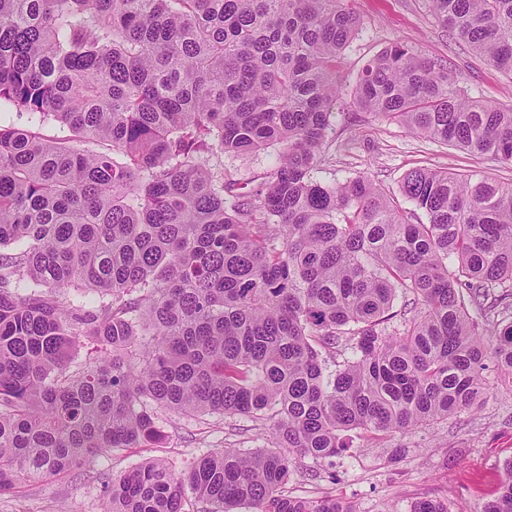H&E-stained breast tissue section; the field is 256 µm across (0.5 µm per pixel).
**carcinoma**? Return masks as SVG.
<instances>
[{
	"instance_id": "1",
	"label": "carcinoma",
	"mask_w": 512,
	"mask_h": 512,
	"mask_svg": "<svg viewBox=\"0 0 512 512\" xmlns=\"http://www.w3.org/2000/svg\"><path fill=\"white\" fill-rule=\"evenodd\" d=\"M347 2L0 0V110L72 132L0 124V495L160 443L167 409L244 417L272 447L182 474L142 462L105 478L103 512H185L190 495L204 512H356L290 494L296 457L477 408L491 368L512 384V182L416 167L405 208L366 176L312 175L360 31ZM432 4L512 75V0ZM353 98L512 166V111L402 42ZM274 144L279 164L235 192L224 154ZM482 512H512V467ZM0 124L14 125L24 129H31L33 132L39 133L43 138L48 140H64L70 137L71 133L62 124L54 121L52 118L46 119L40 125H32L28 122V116L23 114L19 116L18 112H0Z\"/></svg>"
}]
</instances>
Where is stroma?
Wrapping results in <instances>:
<instances>
[{
	"mask_svg": "<svg viewBox=\"0 0 512 512\" xmlns=\"http://www.w3.org/2000/svg\"><path fill=\"white\" fill-rule=\"evenodd\" d=\"M361 19L358 37L339 62L342 89L333 108L314 178L332 184L363 175L388 194L399 192L403 175L416 166L456 174H480L512 181V166L488 154L471 153L418 136L405 126L358 109L353 88L364 67L387 45L400 41L419 55L452 70L470 97L503 110L512 109V77L477 57L453 32L434 18L429 0H351ZM280 148L224 157V175L247 180L272 168ZM165 438L157 448H131L98 455L68 475L22 484L0 496V512H101L99 475L118 477L149 458L163 459L183 472L193 459L228 448L265 447L267 440L250 421L219 415L187 417L165 409L158 412ZM512 461V389L491 385L475 411L383 441L361 444L336 457L332 464L299 459L305 472L318 479H297L292 495L312 497L335 489L357 512H410L422 498L447 501L449 512H481L493 498ZM336 474L328 482L325 470Z\"/></svg>",
	"mask_w": 512,
	"mask_h": 512,
	"instance_id": "stroma-1",
	"label": "stroma"
}]
</instances>
